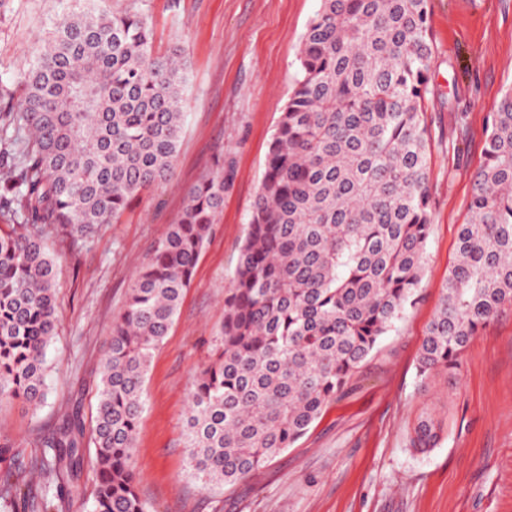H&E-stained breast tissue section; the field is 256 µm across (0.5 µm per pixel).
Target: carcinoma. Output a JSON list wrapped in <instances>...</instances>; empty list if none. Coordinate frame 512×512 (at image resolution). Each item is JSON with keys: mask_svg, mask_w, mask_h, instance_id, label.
I'll list each match as a JSON object with an SVG mask.
<instances>
[{"mask_svg": "<svg viewBox=\"0 0 512 512\" xmlns=\"http://www.w3.org/2000/svg\"><path fill=\"white\" fill-rule=\"evenodd\" d=\"M67 8L40 53L0 82V404L42 405L59 324L49 238H89L169 182L184 124V48L153 49L137 11ZM300 78L270 143L224 296L218 354L184 422L190 477L232 486L293 445L419 297L432 223L427 107L429 0H320ZM469 218L417 358V376L459 370L470 339L512 307V88L491 115ZM224 164L188 193L112 324L85 439L75 409L39 452L38 487L0 442L3 512H65L94 448L92 512H151L133 456L144 383L224 210ZM422 417L411 446L434 448Z\"/></svg>", "mask_w": 512, "mask_h": 512, "instance_id": "carcinoma-1", "label": "carcinoma"}]
</instances>
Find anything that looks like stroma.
Instances as JSON below:
<instances>
[{
  "label": "stroma",
  "instance_id": "1",
  "mask_svg": "<svg viewBox=\"0 0 512 512\" xmlns=\"http://www.w3.org/2000/svg\"><path fill=\"white\" fill-rule=\"evenodd\" d=\"M97 6L142 12L156 51L181 42L186 122L168 184L145 192L119 223L100 225L82 246L61 235L50 240L60 326L47 353V400L37 410L19 401L0 406V441L18 449L22 475L30 473L39 438L55 430L65 410L94 415L101 360L134 277L181 213L187 191L220 162L228 176L224 211L145 379L134 450L141 498L153 512H512V309L469 342L458 375L423 385L416 374L484 162L488 119L512 88V0H430L433 223L420 303L382 337L303 437L253 475L215 490L186 473L183 421L196 375L217 345L224 290L320 0ZM59 10L58 0H11L0 19L1 78L38 54ZM427 414L443 418L445 427L439 444L420 452L410 437Z\"/></svg>",
  "mask_w": 512,
  "mask_h": 512
}]
</instances>
